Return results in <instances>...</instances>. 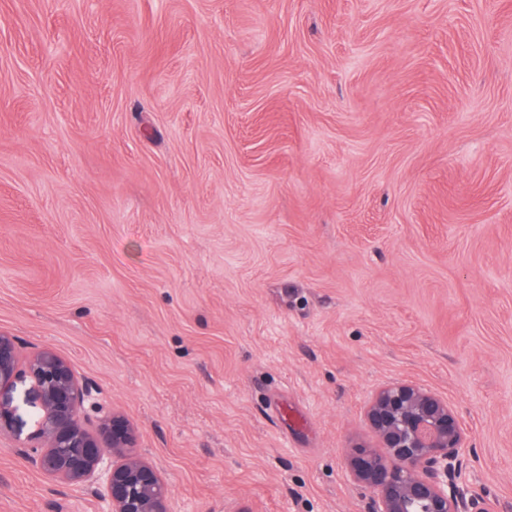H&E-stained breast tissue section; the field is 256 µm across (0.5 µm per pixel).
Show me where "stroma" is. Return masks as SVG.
Instances as JSON below:
<instances>
[{
	"label": "stroma",
	"mask_w": 512,
	"mask_h": 512,
	"mask_svg": "<svg viewBox=\"0 0 512 512\" xmlns=\"http://www.w3.org/2000/svg\"><path fill=\"white\" fill-rule=\"evenodd\" d=\"M0 333L171 512H365L372 393L445 397L512 512V0H0ZM0 438V512H99Z\"/></svg>",
	"instance_id": "obj_1"
}]
</instances>
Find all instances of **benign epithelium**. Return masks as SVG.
Returning <instances> with one entry per match:
<instances>
[{
	"label": "benign epithelium",
	"instance_id": "1",
	"mask_svg": "<svg viewBox=\"0 0 512 512\" xmlns=\"http://www.w3.org/2000/svg\"><path fill=\"white\" fill-rule=\"evenodd\" d=\"M30 380L39 401L27 458L43 473L90 485L101 512H170L171 491L136 450L126 418L104 411L97 390L78 379L51 348L24 354L17 337L0 334V391ZM365 420L377 447L347 457L352 480L368 493L366 512H497L469 490L465 428L448 400L411 382L379 388Z\"/></svg>",
	"mask_w": 512,
	"mask_h": 512
}]
</instances>
